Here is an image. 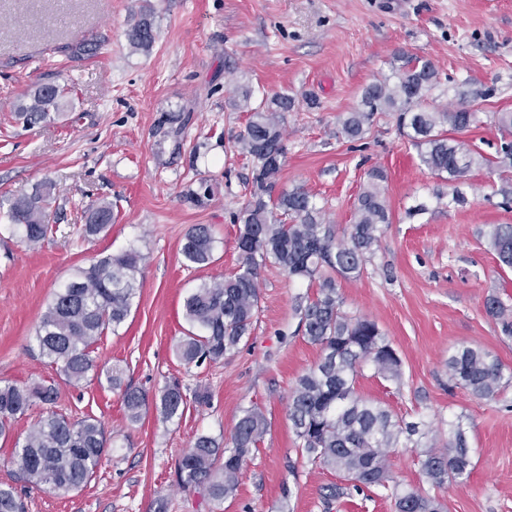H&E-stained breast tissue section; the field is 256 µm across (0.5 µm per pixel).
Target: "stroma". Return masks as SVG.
Wrapping results in <instances>:
<instances>
[{
  "label": "stroma",
  "instance_id": "35a3bbf8",
  "mask_svg": "<svg viewBox=\"0 0 512 512\" xmlns=\"http://www.w3.org/2000/svg\"><path fill=\"white\" fill-rule=\"evenodd\" d=\"M144 10L157 29L147 54L126 39ZM81 43L102 52L74 55ZM401 51L432 60L443 85L467 81L488 91L479 122L456 137L495 156L503 134L489 115L512 111V0H0V196L54 181L59 227L32 248L0 210V383L45 382L59 391L54 406L35 403L0 438V484H15L27 512H394L377 489L325 502L324 487L339 476L298 452L288 400L321 356L297 311L315 293L308 282L263 267L259 311L237 349L191 364L175 354L188 327L185 297L238 269L237 216L254 187L253 162L236 146L249 118L230 104L237 86L256 103L279 92L294 97L272 191L303 188L335 231L352 224L369 172L386 176L391 221L362 274L339 280L338 291L343 311L369 317L387 336L402 379L368 367L356 391L425 422L439 446L449 420L462 418L472 456L467 478L435 487L421 473L420 449L394 448L393 481L436 496L445 512H512V384L478 398L449 387L446 367L452 352L482 348L512 377V337L486 311L493 296L512 307V268L485 238L489 225L512 224L499 174L473 169L456 186L465 204L451 205L446 196L456 187L421 163L392 113L376 114L362 139L340 132L363 88L390 75ZM54 81L73 87L71 107L32 127L13 119L28 93ZM311 95L317 106L308 105ZM204 180L213 196L197 206L187 195ZM103 200L117 220L98 236L77 234L85 208ZM195 224L210 225L215 237L214 261L199 269L180 254ZM125 250L141 255L136 298L93 356L151 396L179 381L189 400L172 420L152 407L130 421L120 391L93 375L65 383L35 340L55 293L79 269ZM200 389L208 402L194 400ZM251 406L262 409L268 430L235 496L219 503L182 488L178 464L195 437L228 441ZM51 410L95 417L108 437L92 479L67 494L15 483L10 462L15 441Z\"/></svg>",
  "mask_w": 512,
  "mask_h": 512
}]
</instances>
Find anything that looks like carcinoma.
<instances>
[{"mask_svg": "<svg viewBox=\"0 0 512 512\" xmlns=\"http://www.w3.org/2000/svg\"><path fill=\"white\" fill-rule=\"evenodd\" d=\"M157 38L152 14H141L130 26L127 40L134 50L148 53ZM392 74L367 85L357 106L342 119V133L350 140L364 136L379 112L396 114L397 127L419 150L422 164L450 183L472 169H499V194L512 201V141L503 142L493 159L468 143L448 137L478 120V91H454L456 104L444 110L428 109L425 101L441 88L439 70L429 59L405 52L395 56ZM68 88L55 84L46 91L38 86L29 102L17 109L28 126L47 122L63 108ZM251 94L242 91L234 106L250 113L245 129L236 137L241 153L250 156L254 194L238 217V270L222 280L204 282L187 295L184 315L192 330L176 346L186 363L217 361L250 335L259 310V271L270 264L290 278L317 283V291L298 310L307 340L319 346V361L294 386L288 404L301 454L336 472L359 488H378L390 493L396 512H444L434 496L399 488L391 483L387 449L416 445L429 435L416 422H408L389 409L362 399L355 384L363 366L377 376L401 379V361L377 323L367 317H350L341 309L336 278L359 275L379 243L380 225L389 223L388 204L379 169L368 175L358 195L354 222L336 237L332 225L320 218L312 196L300 187L264 198L271 191L285 162L284 121L295 101L286 93L250 104ZM56 184L46 179L32 192L7 198L10 222L21 229L31 247L40 245L56 230L51 209ZM115 216L110 203L92 204L85 210L82 231L95 236L106 230ZM489 247L499 261L512 267V224H491L486 232ZM215 238L206 224H194L185 233L180 253L188 267L202 268L212 262ZM140 256L125 251L105 257L78 272L56 293L36 329V342L64 380L77 385L97 371L91 357L93 344L118 328L131 311L138 285ZM487 313L512 336V310L498 298L487 302ZM448 385L462 387L479 398H494L506 386L504 366L490 352L465 347L448 356ZM107 382L122 390V404L132 422L148 408L146 393L122 387L121 372L102 371ZM53 384L0 385V436H8L11 423L24 415L35 401L53 405ZM187 403L179 382L167 384L155 401L164 418L183 414ZM448 443L423 451L420 468L427 480L441 486L468 475L472 466L467 431L462 420L448 422ZM267 432L262 410L243 411L234 425L230 442L209 435L197 436L179 463L183 488L202 489L209 498H232L242 468L258 450ZM107 448L104 425L96 418L72 421L57 412L43 417L21 441L14 443L12 463L19 482L68 493L86 484L96 472ZM0 512H25L22 499L11 485H0Z\"/></svg>", "mask_w": 512, "mask_h": 512, "instance_id": "carcinoma-1", "label": "carcinoma"}]
</instances>
